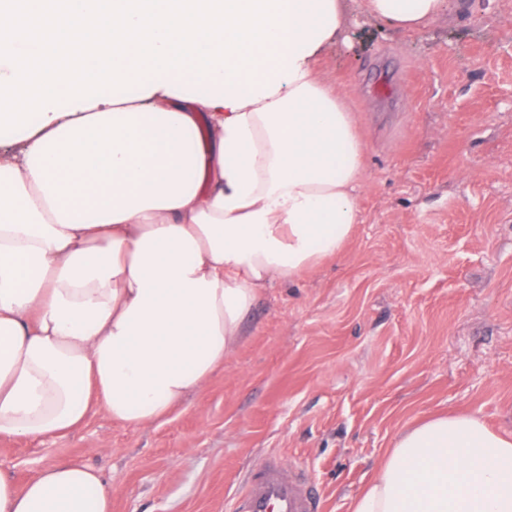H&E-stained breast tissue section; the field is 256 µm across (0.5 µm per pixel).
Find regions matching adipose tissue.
<instances>
[{
  "mask_svg": "<svg viewBox=\"0 0 512 512\" xmlns=\"http://www.w3.org/2000/svg\"><path fill=\"white\" fill-rule=\"evenodd\" d=\"M346 0H0V439L92 409L130 429L201 390L261 288L336 256L365 147L317 67ZM418 31L450 0H359ZM0 512H112L63 460ZM350 512H512V435L473 414L402 429Z\"/></svg>",
  "mask_w": 512,
  "mask_h": 512,
  "instance_id": "ef3b65f1",
  "label": "adipose tissue"
}]
</instances>
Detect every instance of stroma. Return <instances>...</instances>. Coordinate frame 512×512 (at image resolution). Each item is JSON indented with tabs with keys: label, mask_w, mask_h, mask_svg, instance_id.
I'll return each instance as SVG.
<instances>
[{
	"label": "stroma",
	"mask_w": 512,
	"mask_h": 512,
	"mask_svg": "<svg viewBox=\"0 0 512 512\" xmlns=\"http://www.w3.org/2000/svg\"><path fill=\"white\" fill-rule=\"evenodd\" d=\"M319 68L366 146L351 244L264 288L233 356L165 421L94 411L62 437L1 439V472L23 484L77 459L111 484L112 512H231L277 455L324 512H349L426 416L512 432V0H451L415 33L350 16Z\"/></svg>",
	"instance_id": "obj_1"
}]
</instances>
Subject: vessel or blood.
<instances>
[{
  "instance_id": "vessel-or-blood-1",
  "label": "vessel or blood",
  "mask_w": 512,
  "mask_h": 512,
  "mask_svg": "<svg viewBox=\"0 0 512 512\" xmlns=\"http://www.w3.org/2000/svg\"><path fill=\"white\" fill-rule=\"evenodd\" d=\"M321 494L301 470L276 456L253 469L234 497V512H322Z\"/></svg>"
}]
</instances>
